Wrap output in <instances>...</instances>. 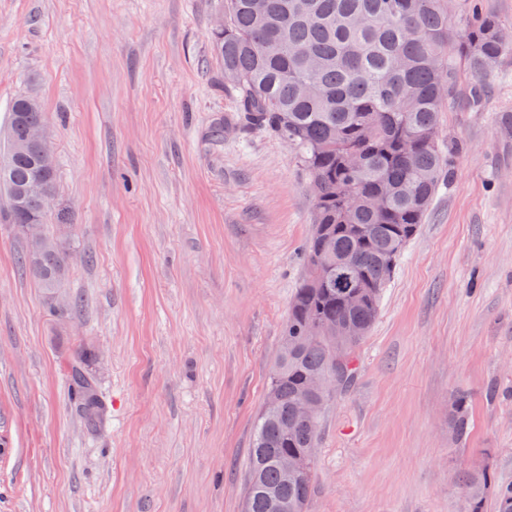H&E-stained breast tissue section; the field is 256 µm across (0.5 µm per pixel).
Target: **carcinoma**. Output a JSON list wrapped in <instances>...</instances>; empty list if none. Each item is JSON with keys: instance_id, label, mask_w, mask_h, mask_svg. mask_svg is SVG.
Returning a JSON list of instances; mask_svg holds the SVG:
<instances>
[{"instance_id": "obj_1", "label": "carcinoma", "mask_w": 512, "mask_h": 512, "mask_svg": "<svg viewBox=\"0 0 512 512\" xmlns=\"http://www.w3.org/2000/svg\"><path fill=\"white\" fill-rule=\"evenodd\" d=\"M497 17L468 12L463 26L451 20L448 0H224V31L214 46L224 59V89L236 100V119L247 129L272 132L293 148L318 184L313 231L303 259L306 274L295 293L272 369L267 395L276 406L257 414L243 512H273L276 493L288 512H306L320 422L336 391L355 379L356 351L371 329L381 296L407 243L416 235L449 164L440 146L439 113L482 104L512 40ZM467 94L457 92L460 77ZM0 135V191L20 198L21 208L0 218L40 224L54 240L34 254L26 234L22 268L51 296L67 279L71 253L59 241L37 186L57 191V164L42 162L30 138L45 117L38 97L15 99ZM330 227L335 266L324 284L311 280L322 253L320 225ZM366 300L348 304L352 287ZM320 321L338 328L358 324L361 336L310 335ZM342 362L333 365L334 351ZM88 352L68 364L70 393L88 426L104 406L96 383L84 378ZM325 374L330 386L306 393L309 377ZM310 397L317 406L306 420L295 405ZM458 437L469 428L468 399L459 396L449 416ZM298 456L303 470L284 478L278 459ZM465 512H483L493 496L496 512H512V482L490 489L486 469L461 475Z\"/></svg>"}]
</instances>
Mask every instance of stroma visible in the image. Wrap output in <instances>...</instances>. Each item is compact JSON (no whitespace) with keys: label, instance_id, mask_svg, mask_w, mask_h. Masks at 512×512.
Instances as JSON below:
<instances>
[{"label":"stroma","instance_id":"obj_1","mask_svg":"<svg viewBox=\"0 0 512 512\" xmlns=\"http://www.w3.org/2000/svg\"><path fill=\"white\" fill-rule=\"evenodd\" d=\"M224 0H0V129L38 92L72 216L56 315L0 222V512H243L255 417L314 197L295 152L234 122ZM512 55L441 115L451 176L324 411L308 512H463V463L512 482ZM106 402L69 396L75 346ZM467 395L471 432L448 412Z\"/></svg>","mask_w":512,"mask_h":512}]
</instances>
